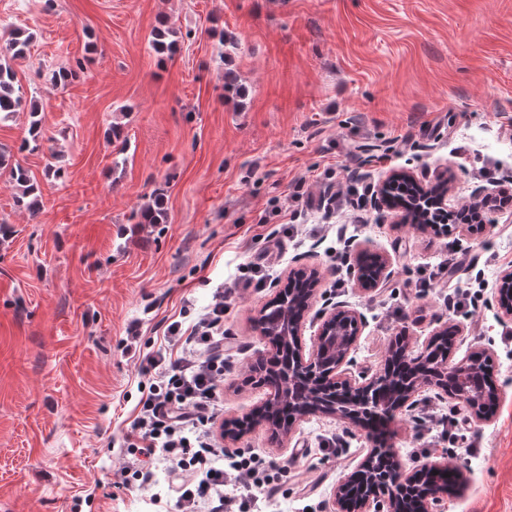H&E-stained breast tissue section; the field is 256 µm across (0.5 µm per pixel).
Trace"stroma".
<instances>
[{"mask_svg": "<svg viewBox=\"0 0 512 512\" xmlns=\"http://www.w3.org/2000/svg\"><path fill=\"white\" fill-rule=\"evenodd\" d=\"M164 18L181 45L162 63L150 40ZM15 29L34 35L15 70L40 94L42 139L24 148L30 116L17 112L0 121V150L42 200L16 207L0 171V512H177L164 462L148 485L121 473L147 358L223 292L224 415L248 412L266 393L250 365L269 352L254 319L300 266L320 274L302 347L343 301L363 318L356 370L375 373L395 337L420 348L444 327L466 338L452 359L489 351L501 391L489 421L426 389L390 443L406 472L461 469L441 512H512V319L495 300L512 259V0H0V43ZM228 71L241 96L225 95ZM115 123L124 141L108 139ZM398 169L428 183L448 173L449 206L479 190L502 205L484 233L442 237L368 198L359 224L321 201L327 181ZM158 188L166 222L138 223ZM270 237L281 246L257 288L248 262ZM349 252L388 255L393 276L366 294L352 265L334 287ZM446 265L473 294L456 311ZM373 446L331 417L285 441L260 426L236 450L271 462L272 493L224 492L244 512H334Z\"/></svg>", "mask_w": 512, "mask_h": 512, "instance_id": "stroma-1", "label": "stroma"}]
</instances>
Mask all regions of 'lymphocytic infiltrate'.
<instances>
[{"label":"lymphocytic infiltrate","instance_id":"f902f5d3","mask_svg":"<svg viewBox=\"0 0 512 512\" xmlns=\"http://www.w3.org/2000/svg\"><path fill=\"white\" fill-rule=\"evenodd\" d=\"M223 320L224 302L219 299L190 332H183L176 322L168 326L169 346L182 343L190 351L171 361L162 355L149 358L157 377L142 396L140 414L127 437L133 453L161 456L178 471L172 491L182 512H199L203 507L230 512L233 503L224 499L223 491L231 477L249 493L268 486L259 458L219 463L220 451L206 430L224 382Z\"/></svg>","mask_w":512,"mask_h":512}]
</instances>
